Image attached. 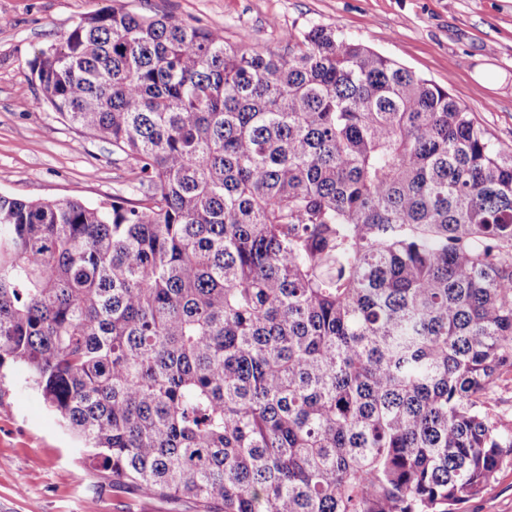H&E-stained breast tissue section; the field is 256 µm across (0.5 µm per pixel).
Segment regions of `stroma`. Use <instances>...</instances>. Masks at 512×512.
I'll return each instance as SVG.
<instances>
[{"label":"stroma","mask_w":512,"mask_h":512,"mask_svg":"<svg viewBox=\"0 0 512 512\" xmlns=\"http://www.w3.org/2000/svg\"><path fill=\"white\" fill-rule=\"evenodd\" d=\"M112 0H0V191L27 200L96 205L135 198L133 162L48 106L30 71L82 16ZM142 15L248 35L284 53L289 34L330 26L449 94L501 147L512 149V0H123ZM19 370L0 380V512H201L193 500L116 488L83 461ZM458 512H512V457Z\"/></svg>","instance_id":"1"}]
</instances>
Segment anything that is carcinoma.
Listing matches in <instances>:
<instances>
[{
	"instance_id": "carcinoma-1",
	"label": "carcinoma",
	"mask_w": 512,
	"mask_h": 512,
	"mask_svg": "<svg viewBox=\"0 0 512 512\" xmlns=\"http://www.w3.org/2000/svg\"><path fill=\"white\" fill-rule=\"evenodd\" d=\"M142 198L0 192V369L221 512H456L512 455V150L336 30L81 17L30 64Z\"/></svg>"
}]
</instances>
